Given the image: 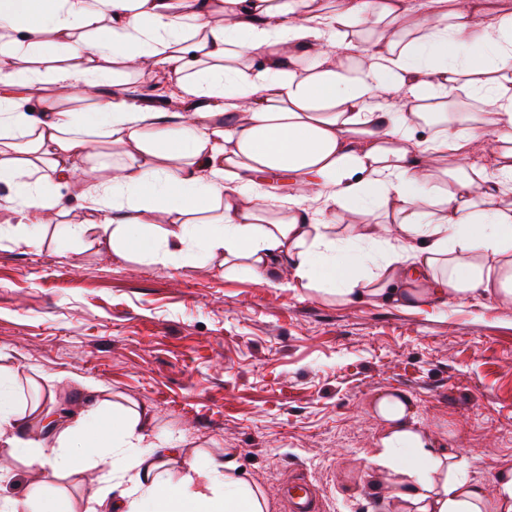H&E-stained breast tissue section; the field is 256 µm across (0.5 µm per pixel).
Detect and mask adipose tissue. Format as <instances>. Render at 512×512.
<instances>
[{
  "label": "adipose tissue",
  "mask_w": 512,
  "mask_h": 512,
  "mask_svg": "<svg viewBox=\"0 0 512 512\" xmlns=\"http://www.w3.org/2000/svg\"><path fill=\"white\" fill-rule=\"evenodd\" d=\"M0 207L5 235L41 228L107 244L125 260H221L278 288L415 309L475 296L512 300V7L503 0H0ZM174 74L170 109L128 81ZM70 89L62 108L53 87ZM462 87L481 117L446 113ZM427 130L417 138L418 130ZM494 145L472 162L475 140ZM120 147L88 183L84 218L58 223L73 155ZM448 155L452 169H431ZM366 216L336 228L330 217ZM21 404L0 367V446L40 477L0 512H267L233 455L173 478L153 415L86 384L53 418L57 381ZM391 512H512L453 473L455 456L415 423L410 396L379 395ZM10 461V463H11ZM0 464V481L13 475ZM86 485L81 505L47 485Z\"/></svg>",
  "instance_id": "obj_1"
}]
</instances>
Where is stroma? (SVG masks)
I'll return each mask as SVG.
<instances>
[{
	"mask_svg": "<svg viewBox=\"0 0 512 512\" xmlns=\"http://www.w3.org/2000/svg\"><path fill=\"white\" fill-rule=\"evenodd\" d=\"M119 148L79 157L61 187L65 224L77 197L107 175ZM0 365L19 381L60 379L57 416L79 380L139 404L154 433L182 450L170 466L232 450L269 512L288 484L311 482L324 512H372L385 473L372 464L384 425L376 397L407 392L420 428L452 448L457 474L496 493L512 469V302L489 297L407 310L339 303L276 288L211 263L116 258L104 244L0 240Z\"/></svg>",
	"mask_w": 512,
	"mask_h": 512,
	"instance_id": "stroma-1",
	"label": "stroma"
}]
</instances>
